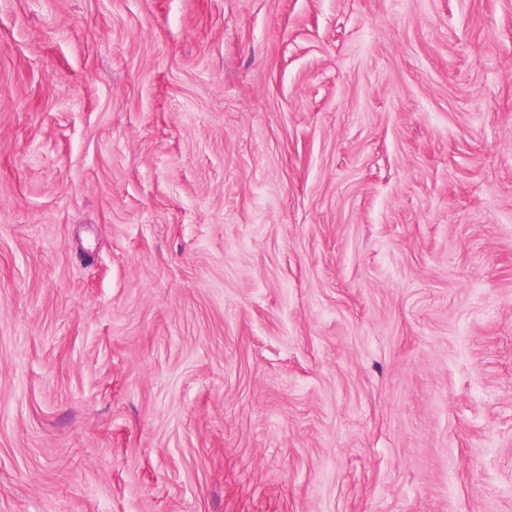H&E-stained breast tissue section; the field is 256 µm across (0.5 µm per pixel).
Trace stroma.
<instances>
[{"label":"stroma","instance_id":"stroma-1","mask_svg":"<svg viewBox=\"0 0 512 512\" xmlns=\"http://www.w3.org/2000/svg\"><path fill=\"white\" fill-rule=\"evenodd\" d=\"M0 512H512V0H0Z\"/></svg>","mask_w":512,"mask_h":512}]
</instances>
